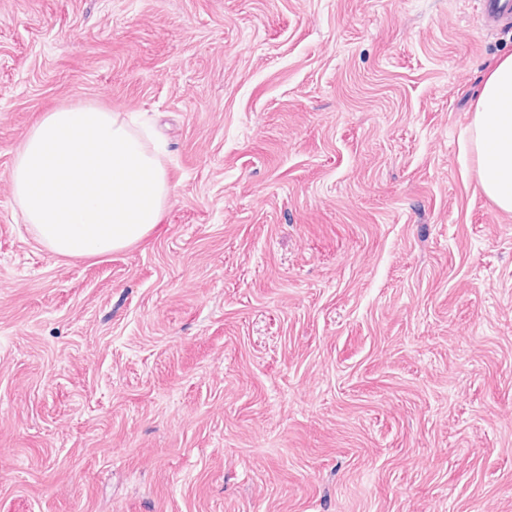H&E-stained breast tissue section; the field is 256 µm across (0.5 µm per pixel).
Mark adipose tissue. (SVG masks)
<instances>
[{
	"mask_svg": "<svg viewBox=\"0 0 512 512\" xmlns=\"http://www.w3.org/2000/svg\"><path fill=\"white\" fill-rule=\"evenodd\" d=\"M468 144L482 190L500 210L512 212V55L499 59L483 80Z\"/></svg>",
	"mask_w": 512,
	"mask_h": 512,
	"instance_id": "1",
	"label": "adipose tissue"
}]
</instances>
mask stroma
<instances>
[{"instance_id":"stroma-1","label":"stroma","mask_w":512,"mask_h":512,"mask_svg":"<svg viewBox=\"0 0 512 512\" xmlns=\"http://www.w3.org/2000/svg\"><path fill=\"white\" fill-rule=\"evenodd\" d=\"M474 0H0V512H512V212ZM134 112L159 226L64 259L39 117ZM468 144L477 156L482 190L500 210L512 212V55L484 77Z\"/></svg>"}]
</instances>
